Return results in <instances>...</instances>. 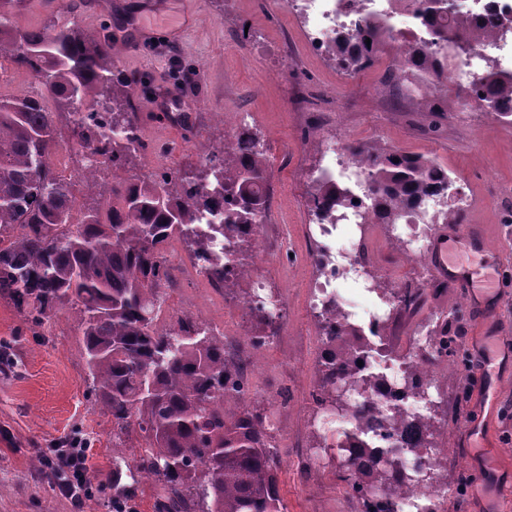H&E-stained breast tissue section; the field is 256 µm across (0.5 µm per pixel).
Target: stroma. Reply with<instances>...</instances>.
I'll return each mask as SVG.
<instances>
[{"instance_id": "35a3bbf8", "label": "stroma", "mask_w": 512, "mask_h": 512, "mask_svg": "<svg viewBox=\"0 0 512 512\" xmlns=\"http://www.w3.org/2000/svg\"><path fill=\"white\" fill-rule=\"evenodd\" d=\"M66 3L25 0L14 24L24 29L74 25L88 34L111 31L117 70L140 76L148 85L136 100L140 131L149 141L174 145L173 171L194 170L200 149H219L228 142L224 116L229 112L253 115L250 129L279 153L277 163L267 167V178L277 188L269 221L287 225L292 253L267 260L262 276L267 286L283 289L285 311L273 341L248 349L247 357L260 403L271 409L292 406L274 432L284 512L353 510L334 467L300 456L328 435L310 420L319 356L302 345L304 337L320 333L306 303L315 274L307 224L310 173L330 139L343 147L361 144L419 154L447 170L454 194L446 213L436 214L422 251L431 253L447 228L446 218L480 225L484 258L502 267L504 286L491 319L483 324L465 288L434 279L421 308L403 313L390 326L385 343L391 359L385 371L400 378L401 341L420 339L438 317L452 316L450 333L461 360L436 373L448 394V415L435 433L449 459L443 475L452 490L446 512H512V366L498 375L490 471L471 469L475 448L465 429L483 413L480 371L472 357L476 340L512 346V223L507 220L512 213V123L484 112L459 111L447 83L434 91L446 107L443 118H436L427 99L398 93L387 83L393 58L384 46L371 66L344 74L329 53L308 48L303 20L288 0H86L74 13ZM361 236L386 270L371 282L348 277L338 290L353 322L364 326L386 311L373 285L395 288L413 276L415 264L403 259L384 224L372 225L364 235L356 225H339L335 242L348 246ZM249 293L245 281L227 283L219 294L191 281L165 289L164 297L166 308L174 311L194 303L206 325H234L243 342L258 332L255 320L241 309ZM1 348L13 363L0 373V512H70L42 476L36 449L51 447L78 429L92 442L95 468L108 473L113 457L130 455L137 440H113L112 421L90 394L75 310L62 309L34 323L0 294Z\"/></svg>"}]
</instances>
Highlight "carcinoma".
Returning a JSON list of instances; mask_svg holds the SVG:
<instances>
[{"label":"carcinoma","mask_w":512,"mask_h":512,"mask_svg":"<svg viewBox=\"0 0 512 512\" xmlns=\"http://www.w3.org/2000/svg\"><path fill=\"white\" fill-rule=\"evenodd\" d=\"M19 4L0 0V58L31 73L48 97L0 96V293L35 323L56 310L78 311L83 359L111 416L112 436L121 441L134 431L144 441L130 457L113 461L112 487H120L125 471L153 479L164 492L156 512H283L279 449L265 409L251 400L243 363L227 358L224 337L200 322L181 319L168 330L157 325L171 237L182 236L212 280H224V261L242 259L249 228L268 211L260 138L243 130L240 147H224L195 176L162 173L128 184L116 174L109 183L92 170L74 178L57 174L51 155L64 145L102 153L101 165L117 169L139 153L135 94L144 81L115 80L112 34L94 37L54 24L19 30L11 21ZM408 5L429 24L432 41L409 45L404 63H394L386 79L414 92L428 72L444 70L432 46L462 58L489 29L459 18L453 0ZM381 31L380 21H366L340 37L331 60L346 73L371 65ZM349 43L354 49L347 52ZM475 84L468 108L512 123V71L491 68ZM119 97L124 107L116 112ZM77 101L85 110H74ZM348 150L365 162L364 176L322 170L312 179L311 200L322 221L344 217L364 184L381 223L393 230L426 198L448 191L446 171L419 154L362 145ZM332 314L328 308L319 315L330 344L347 353L374 349L350 318L327 324ZM252 316L270 327L279 319V304L256 306ZM426 342L440 356L454 355L445 327ZM381 382L387 374L375 365L350 371L332 351L321 361L314 401L321 412L351 425L336 461L355 512H396L390 498L397 480L440 484L434 458L440 402L427 388L402 384L413 394L417 432L410 438L397 427L401 411L390 407L375 419L367 404L353 400ZM226 398L237 402L235 411H224Z\"/></svg>","instance_id":"1"}]
</instances>
